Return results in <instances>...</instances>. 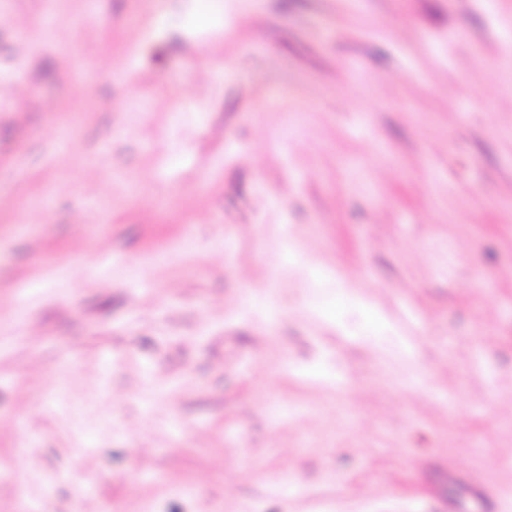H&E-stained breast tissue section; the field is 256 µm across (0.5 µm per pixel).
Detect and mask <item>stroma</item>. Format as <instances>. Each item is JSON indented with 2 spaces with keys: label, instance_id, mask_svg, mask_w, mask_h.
I'll list each match as a JSON object with an SVG mask.
<instances>
[{
  "label": "stroma",
  "instance_id": "stroma-1",
  "mask_svg": "<svg viewBox=\"0 0 512 512\" xmlns=\"http://www.w3.org/2000/svg\"><path fill=\"white\" fill-rule=\"evenodd\" d=\"M0 0L7 512H512V0Z\"/></svg>",
  "mask_w": 512,
  "mask_h": 512
}]
</instances>
